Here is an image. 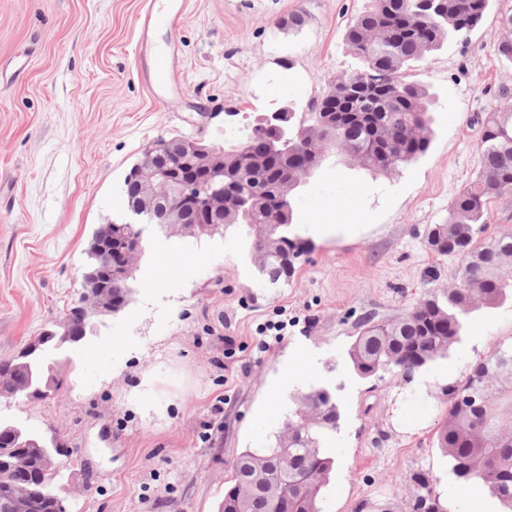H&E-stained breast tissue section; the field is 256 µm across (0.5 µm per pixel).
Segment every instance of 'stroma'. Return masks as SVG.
<instances>
[{
    "label": "stroma",
    "instance_id": "stroma-1",
    "mask_svg": "<svg viewBox=\"0 0 512 512\" xmlns=\"http://www.w3.org/2000/svg\"><path fill=\"white\" fill-rule=\"evenodd\" d=\"M369 0H186L181 22L139 48L142 0H0V359L63 319L82 291L93 230L126 217L124 178L153 140L239 141L284 103L308 111L352 70L346 27ZM296 11L305 23L281 29ZM512 0L409 73L433 97V141L390 176L329 154L295 194L298 230L338 211L366 230L315 242L285 285L262 288L251 230L201 238L150 227L141 266L178 265L174 288L142 278L120 313L96 322L44 401L0 399V418L67 446V512H217L233 465L281 431L295 390L328 384L342 414L325 512L406 497L399 473L429 470L452 512H501L486 490L457 499L436 445L442 390L512 342V303L472 312L448 358L405 378L358 379L347 349L360 318L389 321L457 282V258L433 253L427 228L478 169L477 117L512 104V65L496 45ZM164 56L180 84L141 79ZM131 339L113 348L115 331ZM309 374L288 370L296 347Z\"/></svg>",
    "mask_w": 512,
    "mask_h": 512
}]
</instances>
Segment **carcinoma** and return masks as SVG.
Masks as SVG:
<instances>
[{"mask_svg": "<svg viewBox=\"0 0 512 512\" xmlns=\"http://www.w3.org/2000/svg\"><path fill=\"white\" fill-rule=\"evenodd\" d=\"M427 0H371L370 7L349 23L345 44L360 63L330 80L336 90L314 101L308 112L294 115L300 138L272 150L269 130L245 128L241 141L224 151V167L244 169L236 192L241 198L259 184L279 193L277 213L246 205L224 216L226 224H246L254 235L267 228L274 254L258 262L262 286L290 281L298 260L312 250L293 224L291 193L322 164L318 146L356 160L369 171L398 173L425 156L433 137L430 93L406 80V71L451 39L471 32L482 20L489 0H436L427 16ZM497 54L512 64V15L501 20ZM479 168L474 179L453 199L445 223L433 228L429 248L460 259L458 282L448 292L425 293L404 316L375 323L364 318L347 354L362 380L399 372L410 376L448 357L459 342L465 317L480 306L497 307L512 298V233L484 236L491 221L492 199L512 193V109L488 113L481 124ZM118 239L124 247L145 253V226L108 221L93 232L87 247L83 292L68 311L72 323H90L97 314L85 298L94 295L102 309L121 310L129 294L128 279H111L100 265V245ZM37 348L0 360V397L19 394L45 400L62 385L54 373L57 354L82 340L70 333H42ZM493 354L472 365L461 379L443 390L445 413L437 446L448 457L456 480L488 490L512 512V344L495 343ZM33 376L19 393L15 384ZM477 392L473 405L459 399ZM341 413L332 388L319 386L294 397L284 431L268 448H246L236 457L233 485L225 492L221 512H277L278 501L253 480V467L272 464L271 480L288 489V512H321L320 502L335 459L329 447L340 427ZM59 447L19 448L13 462L0 465V512H64L57 492L61 469L54 466ZM433 475L410 469L400 476L407 512H448L435 491ZM28 491L19 494V486Z\"/></svg>", "mask_w": 512, "mask_h": 512, "instance_id": "1", "label": "carcinoma"}]
</instances>
